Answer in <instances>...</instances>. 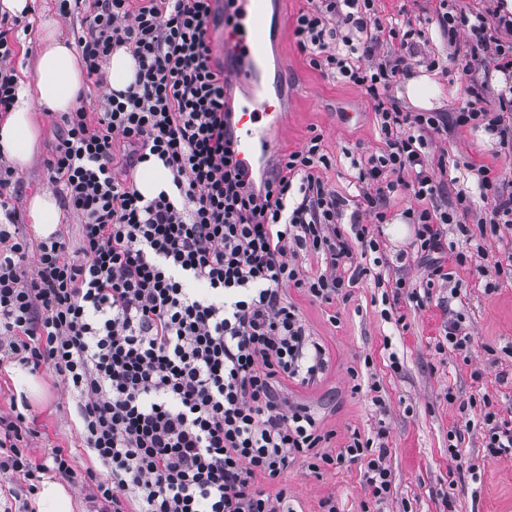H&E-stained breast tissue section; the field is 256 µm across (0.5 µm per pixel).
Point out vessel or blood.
<instances>
[{"label": "vessel or blood", "instance_id": "1", "mask_svg": "<svg viewBox=\"0 0 512 512\" xmlns=\"http://www.w3.org/2000/svg\"><path fill=\"white\" fill-rule=\"evenodd\" d=\"M219 5L216 43L234 62L229 77L254 89L239 103L229 127L237 159L242 170L249 173L273 153L272 133L286 117L283 99L268 93L261 84L269 39L268 0H219Z\"/></svg>", "mask_w": 512, "mask_h": 512}]
</instances>
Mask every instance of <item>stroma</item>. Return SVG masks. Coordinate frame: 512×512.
Listing matches in <instances>:
<instances>
[{
    "label": "stroma",
    "instance_id": "1",
    "mask_svg": "<svg viewBox=\"0 0 512 512\" xmlns=\"http://www.w3.org/2000/svg\"><path fill=\"white\" fill-rule=\"evenodd\" d=\"M499 0H378V18L383 27L399 19L410 20L416 31L407 49L413 53L409 78L428 77L424 106L413 103L407 81L393 84L389 94L403 111L455 112L466 98L472 82L487 84L485 107L497 111V94L505 83L501 72L483 73L468 69L469 36L460 29L456 43H449L436 24L437 12L454 15L493 16ZM308 0H282L281 24L285 38L268 59L270 83L288 97V115L277 157L299 149L312 134H320L332 166L322 176L328 187L348 203L342 225L366 224L370 218L358 205L359 171L364 158L380 152L383 138L374 112V103L365 90L340 82L309 67L292 35L295 17L307 8ZM58 21L65 38H72V26L58 20L55 0H35L27 16V31L19 32L16 69L33 73L34 60L41 47L39 31L45 19ZM438 60L435 69L427 60ZM41 128L37 151L32 160L19 168L20 187L14 201L19 232L30 242L38 236L27 216L30 198L52 191L45 166L63 128L59 115L39 112ZM429 163H442L450 179L449 193L472 194L474 213L487 207L475 196L474 184L464 162L486 166L512 181V150L503 148L497 135L466 127L449 128L443 135L431 136L424 149ZM380 262L370 275L348 288L346 299L320 304L298 288L285 294L296 305L311 335L324 348L326 365L309 386L285 383L284 393L291 403L310 409L332 437L329 450L342 448L352 433L374 436L378 425L387 429V461L391 470L390 512H512V460L483 457V431L468 423L459 410L460 402L470 397L488 396L502 417L512 419V277L496 275L493 264L512 253V225L501 227L496 235L486 236L484 254L473 256L465 265L452 261V249L464 242L454 226H445L441 255L452 277L449 284L435 287L423 304L401 298L396 304L386 301L391 284L404 276L419 283L426 276L422 263L403 264L400 253L409 251L413 231L399 238L379 232ZM495 290H486V283ZM461 318L471 338L468 355L452 350L436 351L443 327ZM398 357L401 369L392 371L391 357ZM362 377L376 376L381 385L387 413L379 415L366 393L352 392V372ZM455 401H448V394ZM27 395L37 417L40 436L32 454L40 459L53 446L75 451L74 464L83 470L93 459L80 448L81 434L76 409L65 384L51 367L31 373L13 363L0 368V410H8L11 398ZM460 430L462 442L458 457L448 454V433ZM481 459L478 477H471L467 462ZM363 468L348 463L322 476L295 464L280 482L264 483L276 492L286 488L297 512H321L320 503L335 496L339 512H362L368 490ZM456 485H449V476Z\"/></svg>",
    "mask_w": 512,
    "mask_h": 512
}]
</instances>
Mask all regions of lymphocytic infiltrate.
<instances>
[{"label":"lymphocytic infiltrate","instance_id":"obj_1","mask_svg":"<svg viewBox=\"0 0 512 512\" xmlns=\"http://www.w3.org/2000/svg\"><path fill=\"white\" fill-rule=\"evenodd\" d=\"M213 0H56L73 30L87 76L105 83L103 65L128 47L137 64L127 90L106 94L97 111L64 113L47 161L63 206L80 217L77 241L54 233L29 247L17 223L16 170L0 153V364L38 371L52 364L66 384L95 470H77L68 448L44 461L28 449L38 436L27 413L0 414V478H19L0 512L46 478L88 488L95 512H296L286 490L270 494L256 478L280 479L295 462L312 472L364 465L370 494L364 512H386L391 473L386 431L352 434L337 453L321 450L320 422L284 407L283 381L315 382L325 351L283 290L294 286L330 304L366 275L353 243L377 250L370 225L343 232L344 201L320 176L328 168L321 135L312 136L267 176L247 180L227 127L226 82L211 64L207 24ZM441 33L470 31V67L512 68V12L475 19L438 14ZM0 19V112L17 88L15 30ZM296 42L314 69L364 88L375 103L384 149L359 171L360 196L372 223H385L390 193L422 200L405 217L415 226L413 251L426 263L427 284L448 283L437 255L441 233L455 225L467 246L475 230L512 223V183L471 167L490 204L476 226L470 199L425 161L428 135L448 127H484L512 146V129L483 105L473 83L459 111L405 112L387 100L411 64L392 51L415 31L401 22L382 30L376 0H312L296 19ZM157 157L173 174L175 194L145 199L134 172ZM324 258L305 275L300 253ZM487 456L512 458V421L491 401L480 409Z\"/></svg>","mask_w":512,"mask_h":512}]
</instances>
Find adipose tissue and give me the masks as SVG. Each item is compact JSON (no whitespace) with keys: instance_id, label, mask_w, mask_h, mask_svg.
I'll use <instances>...</instances> for the list:
<instances>
[{"instance_id":"obj_1","label":"adipose tissue","mask_w":512,"mask_h":512,"mask_svg":"<svg viewBox=\"0 0 512 512\" xmlns=\"http://www.w3.org/2000/svg\"><path fill=\"white\" fill-rule=\"evenodd\" d=\"M34 81L19 80L15 100L0 120V151L15 165H27L36 150L40 129L36 110L73 111L84 85V73L71 43L53 23H43Z\"/></svg>"}]
</instances>
